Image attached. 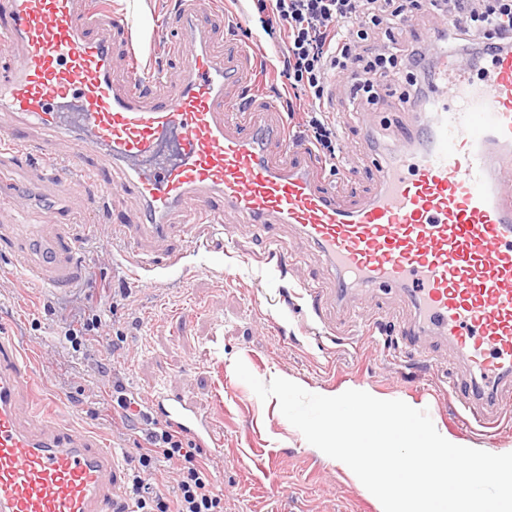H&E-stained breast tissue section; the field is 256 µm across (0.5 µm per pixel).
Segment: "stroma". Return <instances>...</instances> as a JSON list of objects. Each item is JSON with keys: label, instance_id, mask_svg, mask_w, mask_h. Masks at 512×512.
<instances>
[{"label": "stroma", "instance_id": "35a3bbf8", "mask_svg": "<svg viewBox=\"0 0 512 512\" xmlns=\"http://www.w3.org/2000/svg\"><path fill=\"white\" fill-rule=\"evenodd\" d=\"M174 5V0L129 5L107 0L105 7L119 21L112 30L115 61H123L132 29L156 35L157 44L145 52L157 56L164 90L181 81L185 66L182 56L162 46L176 36ZM337 108L348 144L343 164L354 174L343 184L340 200L352 205L377 187L374 149H392L391 126L407 125L411 116L403 112L396 86L374 116L355 103ZM42 166L38 157L19 170L0 166V179L15 181L26 198L25 222L46 223L49 209L67 203L73 234L83 235L90 224L103 230L84 249L87 278L65 293L29 283L10 256L0 254V324L43 362L40 395L64 399L70 422L96 431L117 453L136 448L118 438L111 402L89 397L93 388L111 386L116 374L139 397L165 387L210 415L224 448L223 470L216 476L224 512H381V503L347 465L309 444L288 422L277 398L260 400L236 376L239 359L265 382L281 377L317 394L355 389L402 400L427 410L437 431L459 445L512 452V427L492 438L459 427L450 386L468 371L437 336L426 339L431 358L419 364L417 350L407 347L400 332L410 317L401 297L360 292L350 306L313 312L303 284L315 281L328 289L332 279L316 248L291 226H278L276 233L288 249L294 276L280 277L264 263L263 243L245 225L228 224L223 236L212 238L210 251L186 241L177 272L145 280L113 258L118 243L111 225L117 218L137 221L139 202L104 187L88 201L82 187L45 185ZM103 282L126 298L107 314L109 332L101 338L99 357L58 356L63 313L78 292ZM320 327L325 333L318 338L314 331Z\"/></svg>", "mask_w": 512, "mask_h": 512}]
</instances>
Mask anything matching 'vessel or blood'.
<instances>
[{"label": "vessel or blood", "instance_id": "vessel-or-blood-1", "mask_svg": "<svg viewBox=\"0 0 512 512\" xmlns=\"http://www.w3.org/2000/svg\"><path fill=\"white\" fill-rule=\"evenodd\" d=\"M207 0H178L183 33L169 51L185 59L176 90L155 96L160 71L129 51V79L117 88L100 16L78 0H0V108L14 119L0 133V161L24 151L23 132L40 129L49 181L105 184L120 164L121 190L142 205L139 223L117 224L124 256L143 270H169L198 224L245 221L265 235L267 259L287 268L273 229L294 227L333 277L331 298L357 292L401 295L411 311L408 342L439 335L469 372L459 403L476 421L512 388V51L497 54L484 82L448 58L412 133L375 158V192L351 206L322 178L317 154L291 136L274 99L246 98L258 63L249 47L206 38ZM79 103L85 137L64 138L54 110ZM181 158H159L169 132ZM15 267L29 282L64 291L83 281L69 212H50L47 231L0 224ZM43 380L8 329L0 328V512H113L126 468L103 439L58 411H40ZM150 413L212 457L222 456L212 420L177 395H149Z\"/></svg>", "mask_w": 512, "mask_h": 512}]
</instances>
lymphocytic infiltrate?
Wrapping results in <instances>:
<instances>
[{
	"mask_svg": "<svg viewBox=\"0 0 512 512\" xmlns=\"http://www.w3.org/2000/svg\"><path fill=\"white\" fill-rule=\"evenodd\" d=\"M259 19L270 39L282 42L277 77L285 105L304 102V134L326 162H335L338 132L329 113L334 107L332 78L346 80L352 99L378 107L380 79L405 77L403 100L421 99L435 79L434 61L423 55L420 37L403 22L412 13L437 11L445 28L434 29L436 43L446 30L459 38L458 55L469 62L512 49V0H257ZM100 286L64 316V337L73 351H97L107 323L99 311L109 298ZM112 421H139L144 442L130 461L129 479L116 512H224V496L200 448L171 425L152 419L120 379L112 381ZM166 470L176 486L168 496L159 483Z\"/></svg>",
	"mask_w": 512,
	"mask_h": 512,
	"instance_id": "f902f5d3",
	"label": "lymphocytic infiltrate"
}]
</instances>
